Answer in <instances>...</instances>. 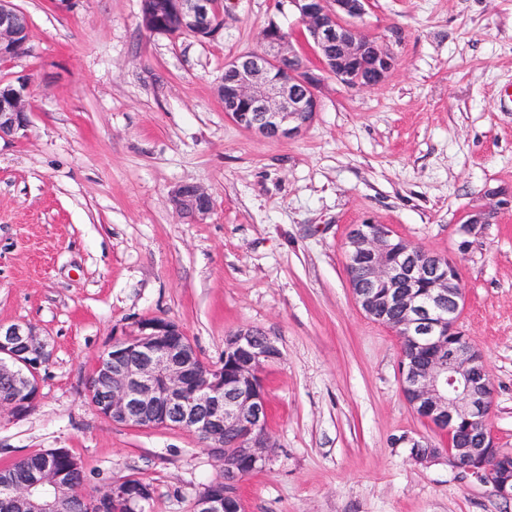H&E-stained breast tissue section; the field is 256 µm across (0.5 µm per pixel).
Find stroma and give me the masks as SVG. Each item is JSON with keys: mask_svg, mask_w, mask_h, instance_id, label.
<instances>
[{"mask_svg": "<svg viewBox=\"0 0 512 512\" xmlns=\"http://www.w3.org/2000/svg\"><path fill=\"white\" fill-rule=\"evenodd\" d=\"M31 123L0 139V321L51 350L35 410L0 417V467L49 448L82 462L86 492L135 475L150 512H190L219 474L189 432L103 418L85 395L101 353L140 319L176 322L203 361L226 336L268 333L283 353L261 373L271 461L240 488L246 512H512L446 459H412L403 437L438 441L405 401L401 340L355 304L344 243L372 220L457 258L460 328L485 355L488 426L512 449V211L461 230L487 189L512 190V0H371L364 27L391 28L394 65L374 89L333 78L299 137L271 140L224 112L226 61L259 49L284 0H230L220 33L152 34L141 0H14ZM183 182L214 198L207 223L170 203Z\"/></svg>", "mask_w": 512, "mask_h": 512, "instance_id": "obj_1", "label": "stroma"}]
</instances>
